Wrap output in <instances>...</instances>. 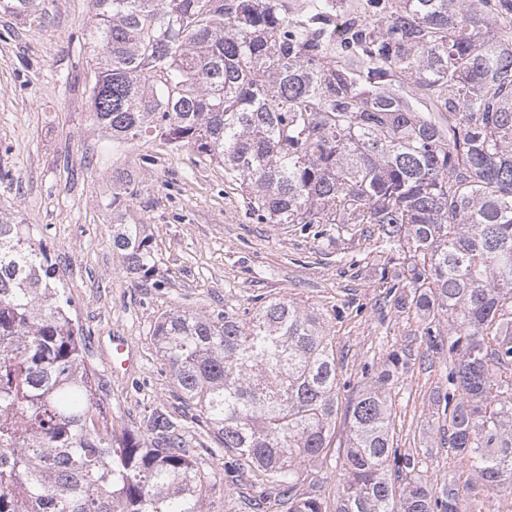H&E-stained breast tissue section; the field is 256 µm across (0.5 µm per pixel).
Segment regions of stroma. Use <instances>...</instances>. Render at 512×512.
<instances>
[{
    "mask_svg": "<svg viewBox=\"0 0 512 512\" xmlns=\"http://www.w3.org/2000/svg\"><path fill=\"white\" fill-rule=\"evenodd\" d=\"M91 0H40L35 14L0 11V213L33 225L73 301L87 364L109 387L116 431L144 429L155 407L174 410L173 380L150 339L156 319L173 309L243 312L256 299L287 296L320 310L336 353V425L324 459L303 474L301 489L335 512L349 433L348 407L398 356L390 389L392 431L401 450L417 454L429 482L455 484L465 512H512V490L494 494L448 453L438 398L448 389V351L430 347L415 309L398 307L403 258L382 250L368 224L321 231L262 224L246 212L238 185L189 148L155 139L109 155L93 122ZM136 196L123 203L129 224L145 225L155 283L129 274L112 247V194L119 175ZM139 356L129 376L110 370L113 334ZM191 455L215 486L208 512H248L255 487L237 482L212 432L187 417Z\"/></svg>",
    "mask_w": 512,
    "mask_h": 512,
    "instance_id": "1",
    "label": "stroma"
}]
</instances>
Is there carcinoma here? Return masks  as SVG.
Here are the masks:
<instances>
[{"instance_id":"carcinoma-1","label":"carcinoma","mask_w":512,"mask_h":512,"mask_svg":"<svg viewBox=\"0 0 512 512\" xmlns=\"http://www.w3.org/2000/svg\"><path fill=\"white\" fill-rule=\"evenodd\" d=\"M92 2V115L112 149L191 148L265 224L374 225L404 254L398 301L428 338L448 327V449L490 491L511 488L512 0ZM121 207L112 197V247L152 277L145 225ZM83 340L51 256L0 214V512H205L213 485L184 421L156 408L145 432L116 434ZM152 340L238 476L287 512H324L297 489L336 422L320 310L288 297L246 318L171 310ZM398 364L349 406L335 512H462L454 485H428L394 446Z\"/></svg>"}]
</instances>
